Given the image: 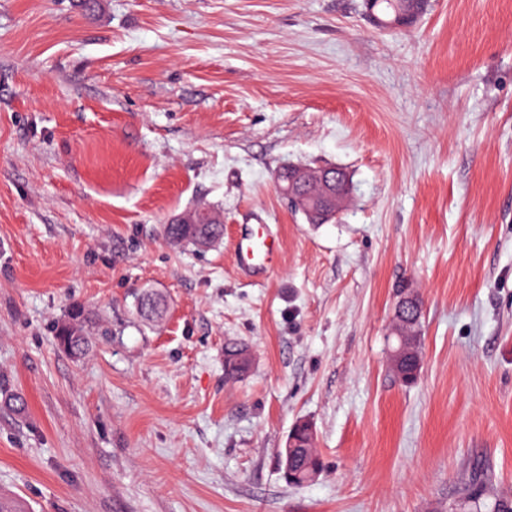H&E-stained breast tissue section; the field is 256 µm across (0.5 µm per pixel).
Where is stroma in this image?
<instances>
[{
    "instance_id": "1",
    "label": "stroma",
    "mask_w": 512,
    "mask_h": 512,
    "mask_svg": "<svg viewBox=\"0 0 512 512\" xmlns=\"http://www.w3.org/2000/svg\"><path fill=\"white\" fill-rule=\"evenodd\" d=\"M0 0V494L27 512H451L512 497V0ZM352 199L308 223L284 165ZM205 205L207 248L163 227ZM283 245L258 285L242 225ZM423 302L414 386L388 365ZM167 304L148 322L134 307ZM111 325L74 358L72 303ZM251 369L224 370L227 346ZM316 432L315 482L279 451Z\"/></svg>"
}]
</instances>
